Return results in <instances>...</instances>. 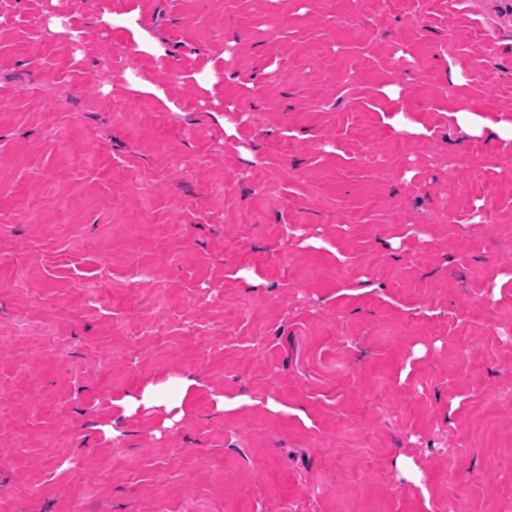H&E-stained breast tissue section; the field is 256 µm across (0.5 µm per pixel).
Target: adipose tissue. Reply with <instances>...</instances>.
<instances>
[{
    "mask_svg": "<svg viewBox=\"0 0 512 512\" xmlns=\"http://www.w3.org/2000/svg\"><path fill=\"white\" fill-rule=\"evenodd\" d=\"M195 385L191 375H171L164 381L146 385L138 394L124 397L118 408L127 417L142 411L154 412L162 428L170 429L185 416Z\"/></svg>",
    "mask_w": 512,
    "mask_h": 512,
    "instance_id": "1",
    "label": "adipose tissue"
}]
</instances>
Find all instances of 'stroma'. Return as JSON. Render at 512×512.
<instances>
[{
	"mask_svg": "<svg viewBox=\"0 0 512 512\" xmlns=\"http://www.w3.org/2000/svg\"><path fill=\"white\" fill-rule=\"evenodd\" d=\"M506 12L0 0V512H512ZM453 116L460 124L467 125L470 128L471 133L474 135H480L484 128H488L504 145H508L509 149H511L512 118H505L496 123H492L480 115L466 109L454 112ZM196 380L190 374L168 376L158 383H149L136 395L116 402L124 416L152 411L159 417L163 429H172L185 416Z\"/></svg>",
	"mask_w": 512,
	"mask_h": 512,
	"instance_id": "stroma-1",
	"label": "stroma"
}]
</instances>
